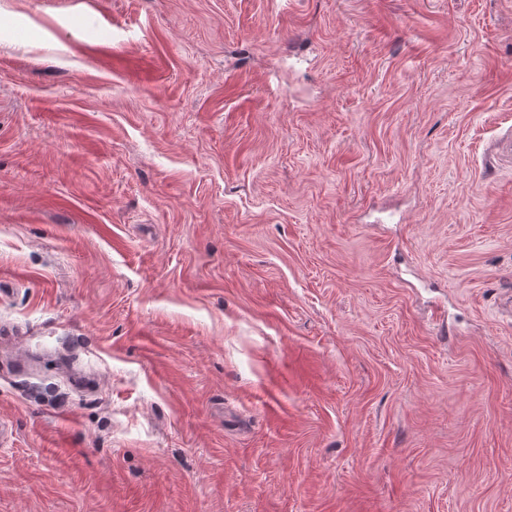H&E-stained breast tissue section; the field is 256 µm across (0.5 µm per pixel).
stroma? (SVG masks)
Masks as SVG:
<instances>
[{
	"label": "stroma",
	"instance_id": "1",
	"mask_svg": "<svg viewBox=\"0 0 512 512\" xmlns=\"http://www.w3.org/2000/svg\"><path fill=\"white\" fill-rule=\"evenodd\" d=\"M512 0H0V512H512Z\"/></svg>",
	"mask_w": 512,
	"mask_h": 512
}]
</instances>
